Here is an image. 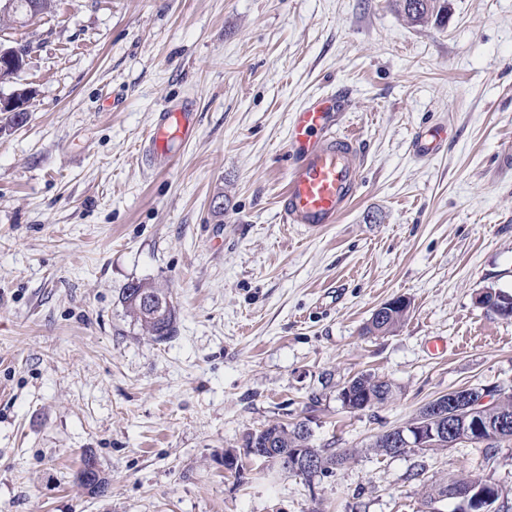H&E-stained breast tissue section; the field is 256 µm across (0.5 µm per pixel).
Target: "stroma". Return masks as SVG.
<instances>
[{
  "label": "stroma",
  "mask_w": 512,
  "mask_h": 512,
  "mask_svg": "<svg viewBox=\"0 0 512 512\" xmlns=\"http://www.w3.org/2000/svg\"><path fill=\"white\" fill-rule=\"evenodd\" d=\"M28 46V119L0 132V512H420L426 486L512 491V441L376 455V435L452 389L512 393V0H57L0 31ZM346 96L359 191L338 223L283 224L288 122ZM192 133L145 162L159 112ZM448 137L430 156L416 139ZM168 285L156 342L122 292ZM392 333L363 327L383 303ZM371 373L390 401L352 412ZM308 421L353 457L313 482L224 451ZM93 454L107 495L77 481ZM392 2L411 23H420L432 15L436 9L440 12L442 8L440 0H392ZM393 306L394 305L392 304L391 301L379 307L377 311L382 313L383 311L388 309L387 307L391 308L388 309L389 313L386 312L385 316L381 321L379 320V315L373 313L364 328L365 334L379 335L393 332L394 330H396L407 317L411 303L408 300L406 305L398 303L395 307ZM383 379L384 378L375 375H361L352 379L343 386V389H346L347 386H350V392L352 394L351 401H353V406L360 408L359 410L352 412L361 411L378 404H383L393 397V384L389 380ZM339 399L342 401L343 406L346 409L349 411L354 410L352 403L349 400V392L347 389L339 394ZM371 399L375 402L363 408V402H369Z\"/></svg>",
  "instance_id": "obj_1"
}]
</instances>
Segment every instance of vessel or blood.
Segmentation results:
<instances>
[{"label": "vessel or blood", "mask_w": 512, "mask_h": 512, "mask_svg": "<svg viewBox=\"0 0 512 512\" xmlns=\"http://www.w3.org/2000/svg\"><path fill=\"white\" fill-rule=\"evenodd\" d=\"M345 109L342 96L326 93L291 116L287 147L295 163L279 199L281 223L320 229L337 223L355 199L362 155L358 138L337 130ZM191 132L185 109H165L149 135L148 149L161 153L172 135Z\"/></svg>", "instance_id": "obj_1"}]
</instances>
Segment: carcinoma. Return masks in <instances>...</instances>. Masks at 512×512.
<instances>
[{
	"label": "carcinoma",
	"instance_id": "cac0c4a2",
	"mask_svg": "<svg viewBox=\"0 0 512 512\" xmlns=\"http://www.w3.org/2000/svg\"><path fill=\"white\" fill-rule=\"evenodd\" d=\"M397 9L412 23H420L441 9L440 0H392ZM122 300L127 313L155 341L163 342L176 332L177 311L169 289L155 282L135 281L124 288ZM409 305L402 303L389 308L384 317L372 314L365 326V334L379 335L396 330L407 317ZM353 406L362 407L370 400L382 404L394 395L393 384L379 376L361 375L348 382ZM244 444L253 445L269 453L267 463L282 473L289 474V466L298 464L302 478L332 474L352 456L347 449L317 448L312 433L304 421L273 423L250 432ZM77 480L80 486L95 496L107 492L108 483L101 477L97 461L91 454L83 459Z\"/></svg>",
	"mask_w": 512,
	"mask_h": 512
}]
</instances>
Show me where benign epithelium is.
I'll return each mask as SVG.
<instances>
[{
  "label": "benign epithelium",
  "instance_id": "obj_1",
  "mask_svg": "<svg viewBox=\"0 0 512 512\" xmlns=\"http://www.w3.org/2000/svg\"><path fill=\"white\" fill-rule=\"evenodd\" d=\"M0 63L20 73L25 65V54L18 46H0ZM503 393L490 388H463L452 390L427 404L435 415L421 423L400 428L392 433L390 441L401 448L425 450L437 442L452 448L461 441L485 442L490 436H512V420L487 418V409L502 399ZM448 501L452 512H502L497 492L483 477H473L465 487L448 484V494L437 497Z\"/></svg>",
  "mask_w": 512,
  "mask_h": 512
}]
</instances>
